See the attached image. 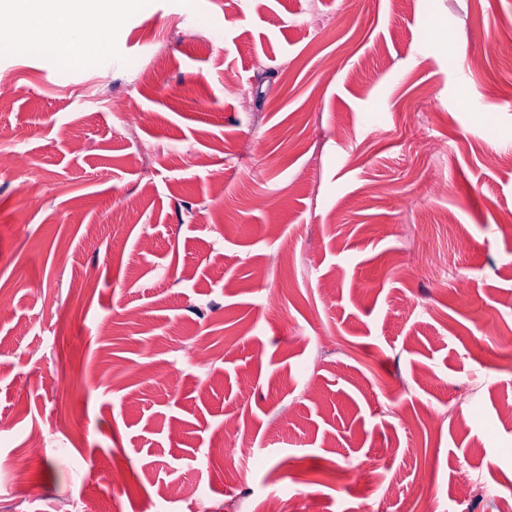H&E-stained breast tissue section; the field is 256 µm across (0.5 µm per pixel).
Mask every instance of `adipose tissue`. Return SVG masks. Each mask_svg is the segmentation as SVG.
Wrapping results in <instances>:
<instances>
[{
    "label": "adipose tissue",
    "instance_id": "ef3b65f1",
    "mask_svg": "<svg viewBox=\"0 0 512 512\" xmlns=\"http://www.w3.org/2000/svg\"><path fill=\"white\" fill-rule=\"evenodd\" d=\"M22 15L18 30L1 37L0 43L34 42L56 49L65 57L73 52L67 43L72 30L90 25L89 16L79 10L80 0H4Z\"/></svg>",
    "mask_w": 512,
    "mask_h": 512
}]
</instances>
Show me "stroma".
Listing matches in <instances>:
<instances>
[{
    "label": "stroma",
    "mask_w": 512,
    "mask_h": 512,
    "mask_svg": "<svg viewBox=\"0 0 512 512\" xmlns=\"http://www.w3.org/2000/svg\"><path fill=\"white\" fill-rule=\"evenodd\" d=\"M110 15L85 61L0 48V154L23 164L0 170V512L88 496L222 512L228 491L237 512L295 493L299 512H362L363 480L382 512L412 482L435 485L426 512H497L512 0H111ZM132 112L149 123L129 130ZM230 416L254 454L228 486L203 461ZM462 467L479 483L464 505Z\"/></svg>",
    "instance_id": "stroma-1"
}]
</instances>
